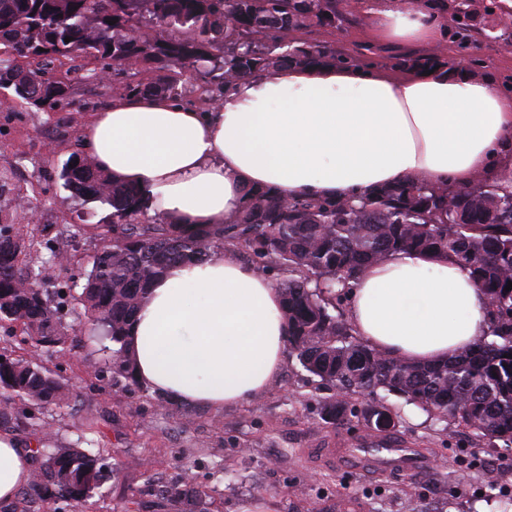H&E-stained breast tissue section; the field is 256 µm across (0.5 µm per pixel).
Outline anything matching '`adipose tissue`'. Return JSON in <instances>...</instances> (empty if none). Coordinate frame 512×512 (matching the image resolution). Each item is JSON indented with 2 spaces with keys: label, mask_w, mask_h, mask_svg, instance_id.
Instances as JSON below:
<instances>
[{
  "label": "adipose tissue",
  "mask_w": 512,
  "mask_h": 512,
  "mask_svg": "<svg viewBox=\"0 0 512 512\" xmlns=\"http://www.w3.org/2000/svg\"><path fill=\"white\" fill-rule=\"evenodd\" d=\"M372 43L437 45L444 12L426 0L363 4ZM82 144L98 168L146 189L150 215L224 223L273 188L351 196L424 179L469 185L512 171V92L489 76L433 67H270L218 107L168 97L113 98ZM355 335L416 364L459 354L488 332L486 294L444 257L393 253L364 268L348 295ZM287 346L282 294L252 266L214 253L171 267L149 291L129 337L139 380L170 402L216 413L259 400ZM31 454L0 431V506L31 479Z\"/></svg>",
  "instance_id": "obj_1"
}]
</instances>
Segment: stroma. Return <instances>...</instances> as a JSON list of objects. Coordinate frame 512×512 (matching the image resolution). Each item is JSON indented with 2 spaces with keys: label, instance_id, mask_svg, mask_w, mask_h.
<instances>
[{
  "label": "stroma",
  "instance_id": "1",
  "mask_svg": "<svg viewBox=\"0 0 512 512\" xmlns=\"http://www.w3.org/2000/svg\"><path fill=\"white\" fill-rule=\"evenodd\" d=\"M367 18L336 31L302 32L301 37L358 63L395 71L401 51L369 46ZM433 56L451 69L493 76L512 86V50L480 42L464 49L445 39ZM66 111L21 106L12 89L0 88V173L40 188L34 206L45 224H71L80 232L68 250L71 263L58 271L65 282L90 269L96 250L95 224L109 223L112 210L101 203L74 200L58 171L76 150L79 130L91 112L106 106L111 91L93 77L74 84ZM60 374L76 394L70 409L51 411L52 435L65 445L87 415L99 421L101 437L116 455L112 470L97 490L96 512H112L143 485L145 477L167 483L191 472L211 487V512H235L239 502L262 500L268 512H512V453L490 448L456 423L441 424L405 416L395 439L416 449L424 469L387 473L358 470L336 455L339 446L368 438L363 423L332 426L319 418L326 391L295 360L285 359L281 377L253 404L213 413L186 408L178 423L143 393L96 376L103 365L89 341L58 361ZM494 489H487V480Z\"/></svg>",
  "mask_w": 512,
  "mask_h": 512
}]
</instances>
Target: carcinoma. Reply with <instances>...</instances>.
<instances>
[{"mask_svg":"<svg viewBox=\"0 0 512 512\" xmlns=\"http://www.w3.org/2000/svg\"><path fill=\"white\" fill-rule=\"evenodd\" d=\"M452 37L475 42L476 5L451 3ZM351 13L343 0H0V87L15 78L20 60L42 75L44 97L16 96L34 106L64 109L69 94L56 84L77 59L90 71L112 73V96L151 93L176 101L214 104L236 81L272 66L348 64L355 59L294 37L312 24L340 28ZM118 19L111 25L109 21ZM72 41L67 42L65 38ZM188 70V83L175 69ZM59 180L74 198L112 208V221L95 227L99 246L91 268L72 281L91 320V338L114 384L148 393L136 379L125 346L152 283L175 264L215 251L244 255L272 276L284 299L288 356L331 390L320 400L321 420L348 419L340 396L370 399L360 410L368 428L387 435L402 422L379 393L414 404L442 423L453 420L495 447L512 449V178H478L465 187L413 180L348 199L258 192L242 211L216 228L193 230L148 214L146 192L116 180L87 157L72 153ZM63 231L33 228L0 216V323L21 329L17 343L0 347V423L42 433L49 406L70 405L73 394L51 366L69 351L61 321V291L44 282L52 265L68 261ZM444 256L466 270L492 299L489 331L476 344L440 363L416 365L380 354L352 334L342 310L345 291L360 270L391 253ZM23 400L32 413L17 407ZM38 461L30 484L6 512H32L47 496L57 512L85 507L94 497L112 449H31ZM144 486L166 512H210L209 494L195 482Z\"/></svg>","mask_w":512,"mask_h":512,"instance_id":"obj_1","label":"carcinoma"}]
</instances>
